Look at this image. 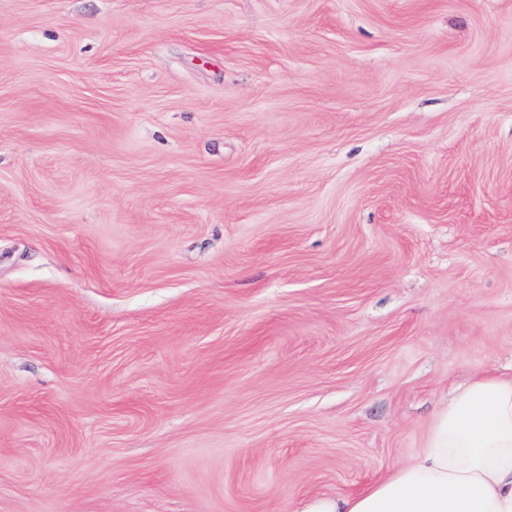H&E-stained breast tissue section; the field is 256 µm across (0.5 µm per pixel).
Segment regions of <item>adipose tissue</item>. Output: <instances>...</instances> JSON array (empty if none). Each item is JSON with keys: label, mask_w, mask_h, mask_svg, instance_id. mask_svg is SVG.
<instances>
[{"label": "adipose tissue", "mask_w": 512, "mask_h": 512, "mask_svg": "<svg viewBox=\"0 0 512 512\" xmlns=\"http://www.w3.org/2000/svg\"><path fill=\"white\" fill-rule=\"evenodd\" d=\"M302 512H512V374L458 390L408 464L353 494L310 496Z\"/></svg>", "instance_id": "obj_1"}]
</instances>
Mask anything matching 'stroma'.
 Listing matches in <instances>:
<instances>
[{
    "instance_id": "35a3bbf8",
    "label": "stroma",
    "mask_w": 512,
    "mask_h": 512,
    "mask_svg": "<svg viewBox=\"0 0 512 512\" xmlns=\"http://www.w3.org/2000/svg\"><path fill=\"white\" fill-rule=\"evenodd\" d=\"M512 369V0H0V512H302Z\"/></svg>"
}]
</instances>
